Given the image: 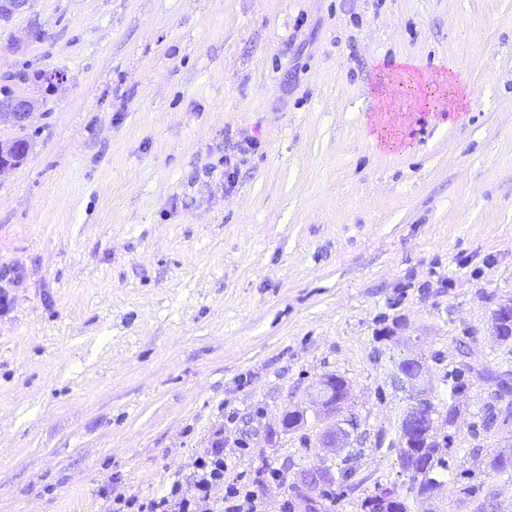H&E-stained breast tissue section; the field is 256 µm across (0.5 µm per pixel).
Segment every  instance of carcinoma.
<instances>
[{"label":"carcinoma","mask_w":512,"mask_h":512,"mask_svg":"<svg viewBox=\"0 0 512 512\" xmlns=\"http://www.w3.org/2000/svg\"><path fill=\"white\" fill-rule=\"evenodd\" d=\"M494 329L498 340L507 342L512 340V320L504 319L498 314H493ZM326 385L331 390V397L328 401L326 414H331L333 410H345L347 402L351 398V391L348 382L337 374L325 375ZM496 389L491 394V400L485 407L483 423L487 427L493 426L497 419L496 402L505 398L507 388V378L497 376L493 378ZM431 413L437 416L435 422L440 427L433 428L431 432L422 437H414L407 445L396 449L397 460L399 464V476L407 477L410 488L416 490L419 496H430L445 483V476L448 473V460L445 458L443 449L450 446L451 435L438 432V429L455 426L458 419L457 406L454 402H449L448 407L437 410L435 406H430ZM488 471L491 473H502L512 469V449L504 448L496 451L488 457ZM319 470L322 477L318 483L314 484L312 491L314 495L310 496L303 492L300 485L292 484V490L302 502L305 512H317L320 509V498L325 496L323 486L335 482L336 478L342 481H349L353 473L350 468L340 469L339 474L332 472V467L324 463H319L310 468L302 470V473H310ZM360 512H410L409 503L400 499L397 485L390 487H378L374 493L364 497L357 504Z\"/></svg>","instance_id":"obj_1"}]
</instances>
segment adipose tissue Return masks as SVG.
Wrapping results in <instances>:
<instances>
[{
    "instance_id": "1",
    "label": "adipose tissue",
    "mask_w": 512,
    "mask_h": 512,
    "mask_svg": "<svg viewBox=\"0 0 512 512\" xmlns=\"http://www.w3.org/2000/svg\"><path fill=\"white\" fill-rule=\"evenodd\" d=\"M413 60H398L383 72L374 92V110L365 119L369 138L378 149L403 152L407 149L404 130L414 112H438L449 108L464 111L468 91L462 80L443 74L417 72Z\"/></svg>"
}]
</instances>
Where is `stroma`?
<instances>
[{
	"instance_id": "obj_1",
	"label": "stroma",
	"mask_w": 512,
	"mask_h": 512,
	"mask_svg": "<svg viewBox=\"0 0 512 512\" xmlns=\"http://www.w3.org/2000/svg\"><path fill=\"white\" fill-rule=\"evenodd\" d=\"M464 78V120L409 153L363 135L376 62ZM63 74L61 85L43 80ZM37 101L0 175V512H107L164 494L214 441L271 465V512L320 460L309 394L343 376L361 484L396 480L418 356L447 403L460 349L512 373V0H30L0 22V87ZM255 140L234 183L225 155ZM460 399L447 485L413 512H512V396ZM302 427L285 432V410ZM29 151L30 144L27 140L17 138L7 143L0 142V175L5 170L15 169L20 166L15 163L13 155L20 154L26 158ZM509 377H501L496 376L495 378H491L496 386V389L491 394L492 400L487 403L485 407L484 417H483V423L486 427H492L497 419H498V413L496 412V404L495 402L502 401L504 399L505 393H507V380Z\"/></svg>"
}]
</instances>
